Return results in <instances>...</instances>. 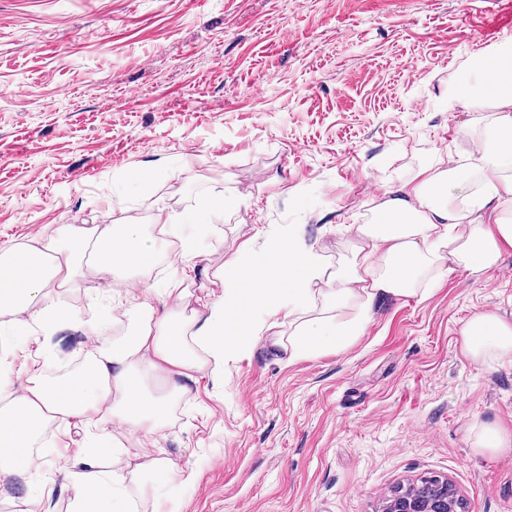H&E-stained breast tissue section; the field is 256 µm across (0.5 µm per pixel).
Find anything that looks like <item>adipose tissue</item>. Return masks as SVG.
<instances>
[{"mask_svg": "<svg viewBox=\"0 0 512 512\" xmlns=\"http://www.w3.org/2000/svg\"><path fill=\"white\" fill-rule=\"evenodd\" d=\"M480 89L456 87L450 106L492 107L493 126L475 143L468 165L421 169L389 189L371 223L355 225L349 254L330 259L306 243L301 229L257 230L211 275L201 308L185 311L184 292H158L135 279L153 267L171 227L145 233L129 222L88 228L67 224L42 248L0 251V317L26 310L44 333L69 315L62 295L77 286L80 255L105 279L124 278L138 321L122 339L97 344L68 374L29 370L22 390L10 388L11 362L0 361V483L27 479L25 502L47 497L32 484L41 462L32 452L46 422L92 429V441L69 470L74 512H133L127 484L151 481L153 503L171 500L170 462L160 449L131 454L126 439L143 440L167 425L172 402L199 374L223 375L225 363L252 352L264 336L287 361L343 351L364 335L383 301L420 293L456 266L474 274L495 269L512 246V44L481 58ZM479 187H472V175ZM176 302L161 308L163 297ZM461 349L476 365H512V321L479 314L461 330ZM123 459L103 471L105 455Z\"/></svg>", "mask_w": 512, "mask_h": 512, "instance_id": "obj_1", "label": "adipose tissue"}]
</instances>
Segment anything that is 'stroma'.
<instances>
[{"mask_svg": "<svg viewBox=\"0 0 512 512\" xmlns=\"http://www.w3.org/2000/svg\"><path fill=\"white\" fill-rule=\"evenodd\" d=\"M500 0H0V249L63 224L180 223L222 202L195 253L159 256L145 284L204 295L207 277L258 228L293 225L327 256L353 241L382 194L461 160L495 112L449 108L475 78ZM82 263L71 319L46 335L0 324L13 389L92 348L81 321L130 304ZM480 313L512 320V247L484 274L449 271L425 296L382 304L342 352L286 363L268 340L177 399L155 441L174 512H383L395 489L439 476L467 512H512V451L478 454L475 422L512 431V366L461 352ZM83 430L50 423L34 446L52 489L35 512H73L60 461Z\"/></svg>", "mask_w": 512, "mask_h": 512, "instance_id": "stroma-1", "label": "stroma"}]
</instances>
